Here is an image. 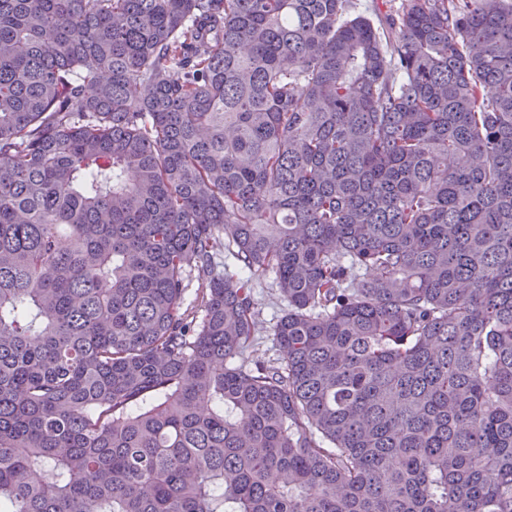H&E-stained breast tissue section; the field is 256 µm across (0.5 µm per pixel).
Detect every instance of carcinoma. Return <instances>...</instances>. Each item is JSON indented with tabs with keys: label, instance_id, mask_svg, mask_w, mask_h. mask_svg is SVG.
I'll list each match as a JSON object with an SVG mask.
<instances>
[{
	"label": "carcinoma",
	"instance_id": "carcinoma-1",
	"mask_svg": "<svg viewBox=\"0 0 512 512\" xmlns=\"http://www.w3.org/2000/svg\"><path fill=\"white\" fill-rule=\"evenodd\" d=\"M0 512H512V0H0ZM253 301L256 312V332L253 346L248 350L253 361H270L279 357V348L272 336V328L286 309L279 287L272 274L253 279Z\"/></svg>",
	"mask_w": 512,
	"mask_h": 512
}]
</instances>
